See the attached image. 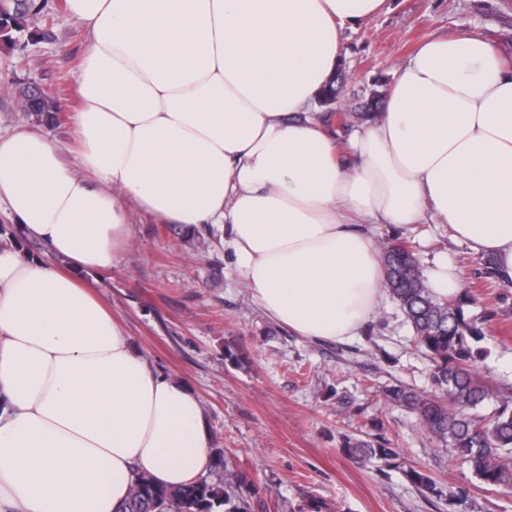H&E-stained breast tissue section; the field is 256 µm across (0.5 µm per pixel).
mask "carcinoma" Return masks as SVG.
Here are the masks:
<instances>
[{
  "label": "carcinoma",
  "instance_id": "1",
  "mask_svg": "<svg viewBox=\"0 0 512 512\" xmlns=\"http://www.w3.org/2000/svg\"><path fill=\"white\" fill-rule=\"evenodd\" d=\"M51 13L43 0H0V42L19 45L23 36L48 35ZM26 115L54 123L60 112L58 102L44 91H33L28 82H15ZM385 256V288L410 324L417 345L425 351L432 367V390L416 391L398 384L382 391L389 404L413 413L430 438L449 449L450 458L468 464L483 485L512 488V384L497 385L474 368L482 350L477 343L484 338L483 327L469 318L465 306L475 299L470 289L493 292L512 285L497 273L490 257L482 259V268L472 272L468 288L455 296H439L428 285L427 276L413 245L406 240L381 241ZM488 399L496 401L492 414H480ZM341 453L357 464L383 461L401 467L397 449L382 429L363 438L343 439ZM210 469L215 478H195L168 487L151 477L140 475L122 512H247L244 494H257L234 473L224 451L211 452ZM407 480L427 498L445 499L448 512H472L469 489L458 486L448 492L428 473L413 466L403 469Z\"/></svg>",
  "mask_w": 512,
  "mask_h": 512
}]
</instances>
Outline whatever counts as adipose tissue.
<instances>
[{"label":"adipose tissue","instance_id":"1","mask_svg":"<svg viewBox=\"0 0 512 512\" xmlns=\"http://www.w3.org/2000/svg\"><path fill=\"white\" fill-rule=\"evenodd\" d=\"M386 0H67L87 31L67 145L0 128V512H117L137 475L205 470L197 396L155 371L81 280L130 207L218 226L254 303L296 335L354 339L380 309L366 224L448 225L512 278V69L479 35L426 41L375 119L317 112L339 28ZM0 228L10 232L14 231L16 233L15 239L17 246L19 247L20 252H22V254L26 257L42 259L47 258L46 250L39 244L27 239L20 232H18L15 225L11 224L9 219L4 215L2 211L0 213Z\"/></svg>","mask_w":512,"mask_h":512}]
</instances>
